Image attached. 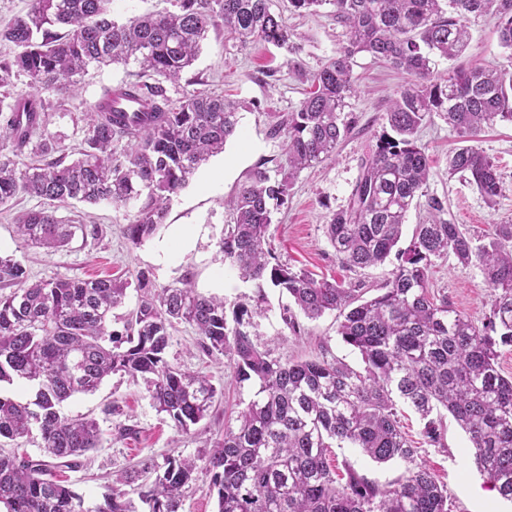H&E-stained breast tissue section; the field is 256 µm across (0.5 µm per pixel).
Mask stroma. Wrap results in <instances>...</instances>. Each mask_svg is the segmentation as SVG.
Returning <instances> with one entry per match:
<instances>
[{"instance_id": "obj_1", "label": "stroma", "mask_w": 512, "mask_h": 512, "mask_svg": "<svg viewBox=\"0 0 512 512\" xmlns=\"http://www.w3.org/2000/svg\"><path fill=\"white\" fill-rule=\"evenodd\" d=\"M273 9L294 32L296 52L290 54L264 42L243 48L225 39L223 31L212 30L187 80L169 85L168 92L176 99L186 89L188 79L199 80L202 90L238 101L241 120L223 153L210 157L174 197L164 223L151 239L136 246L124 235L135 205L78 203L74 213L98 226V238L77 239L68 248L49 253L26 245L15 233L16 212L43 206L39 199L23 197L13 210L0 212V249L20 261L35 280L60 274L76 279L131 278L143 270L149 272L156 287L162 288L188 276L199 293L223 297L227 320L250 311L254 342L271 349L274 357L297 360L325 355L356 367L360 356L338 335L335 314L304 320V334L294 335L282 318L286 298L278 289H259L241 280L225 264L217 246L225 224L231 221L225 199L256 168H265L273 175L284 161L282 137L270 134L273 114L297 109L308 87L307 75L318 70L346 39L345 28L336 23L328 7L314 14L298 13L291 11L288 0H274ZM468 29L470 40L460 61L438 60L439 74H447L459 62L506 64L507 53L489 18H470ZM137 71L133 64L90 67L80 78L75 94L47 110V131L64 148L77 147L85 136L82 114L88 104L103 88L133 80ZM353 77L357 91L344 110L353 121L350 133L332 158L295 174L288 201L274 216L266 246L281 263L306 270L315 278L376 286L388 278L391 264L345 268L325 236V225L330 214L347 206L361 160L382 134V116L405 77L366 54L357 56ZM419 142L431 161L425 191L447 200L448 216L454 223L475 238L490 233L494 225L512 223V124L496 123L479 136L480 147L500 175L501 191L491 203L467 177L449 176L448 155L458 147L459 138L443 117H432L421 129ZM180 224L191 231L190 245H181L174 238L173 229ZM430 279L434 290L447 293L459 313L477 322L488 315L491 290L479 267L461 266L451 256L437 259ZM168 358L183 369L206 375L218 391L209 415L190 432L177 430L173 422L156 412L144 382L120 374L108 377L95 393L65 403L67 415L93 418L104 432L102 446L82 457L80 468L64 473L86 504L99 502L109 493L114 475L138 469L147 461L162 466L170 459L192 458L198 468L194 482L183 492L182 512H217L216 498L208 491L206 459L214 441L223 435L225 422L233 420L250 391L236 385L226 357L208 356L197 348L196 335L188 325L172 329ZM401 421L407 437L421 443L422 462L447 485L455 505L453 512H512V503L499 498L480 472L467 436L453 418L445 420L444 445L440 448L422 444L423 423L411 409H404ZM120 424L131 427V435H119L116 427ZM332 458L336 466L351 464L382 484L392 482L403 471L401 463L379 465L355 448L334 449Z\"/></svg>"}]
</instances>
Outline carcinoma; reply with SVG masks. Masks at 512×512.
I'll list each match as a JSON object with an SVG mask.
<instances>
[{
    "instance_id": "carcinoma-1",
    "label": "carcinoma",
    "mask_w": 512,
    "mask_h": 512,
    "mask_svg": "<svg viewBox=\"0 0 512 512\" xmlns=\"http://www.w3.org/2000/svg\"><path fill=\"white\" fill-rule=\"evenodd\" d=\"M273 0H176L177 10L110 17L112 0H32L29 10L0 26V207L20 196L48 207L16 219L22 239L48 251L97 227L57 215L73 202L141 201L125 235L142 245L164 223L169 204L212 155L224 150L239 124V106L224 97L187 91L179 101L165 81L191 69L210 30L245 47L263 41L293 48V33L271 9ZM296 11L331 7L346 27V43L311 74L298 108L272 127L285 137L281 178L257 169L226 202L232 221L219 242L224 260L261 289L269 284L315 320L336 313L337 333L357 350L361 365L332 358L281 360L251 339V320L229 326L224 301L182 286L157 288L140 271L127 279L30 278L26 267L0 253V384L34 390L22 402L0 393V508L4 512H136L132 492L150 512H180L194 481L195 460L144 463L127 483L91 507L67 481L47 478L76 469L101 447L103 431L87 417L63 413V403L95 392L123 373L142 378L152 407L188 432L208 415L217 389L210 379L167 359L170 330L185 323L206 355L227 357L237 384L255 387L224 425L206 461L209 493L218 512H453L448 489L419 461L401 430L399 405L424 421L422 437L444 446V413L468 435L477 463L498 494L512 501V378L498 370L500 349L512 347V224H496L478 242L446 218L447 200L425 196L430 163L418 144L433 114L443 116L462 145L448 155V174H464L489 202L500 177L478 145L483 128L512 124V69L476 66L446 77L435 58L459 55L469 40L470 16L491 19L500 45L512 53V0H289ZM408 75L390 100L383 132L362 160L347 207L335 211L325 235L341 262L366 268L395 257L386 282L346 288L272 261L265 249L274 213L289 195L294 174L329 158L352 129L346 99L356 92L359 53ZM139 65L137 80L108 88L84 113L85 137L68 159L45 132L51 99L77 90L91 66ZM27 89H18L21 78ZM125 143L123 149L117 145ZM31 148L35 157L22 166ZM426 197L428 220L399 242L411 208ZM454 256L477 265L491 289L481 323L457 312L448 295L430 286L433 260ZM139 293L125 332L112 330V310L129 289ZM375 294L367 298L369 291ZM38 458L19 452L33 429ZM357 448L370 460L397 461L404 472L383 485L350 465L339 475L331 449Z\"/></svg>"
}]
</instances>
